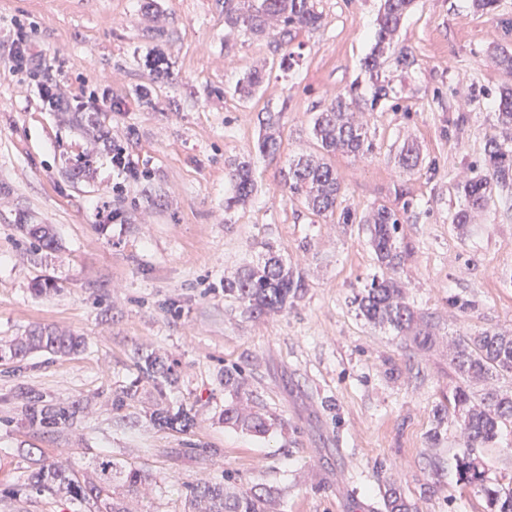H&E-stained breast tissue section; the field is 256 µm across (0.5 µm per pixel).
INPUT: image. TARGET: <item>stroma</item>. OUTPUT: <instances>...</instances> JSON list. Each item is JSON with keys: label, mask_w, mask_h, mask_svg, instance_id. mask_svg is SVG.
<instances>
[{"label": "stroma", "mask_w": 512, "mask_h": 512, "mask_svg": "<svg viewBox=\"0 0 512 512\" xmlns=\"http://www.w3.org/2000/svg\"><path fill=\"white\" fill-rule=\"evenodd\" d=\"M316 3L322 26L280 46L225 30L221 0H158L149 12L143 0H0V23L37 24L36 47L71 92L96 80L111 88L121 107L101 121L140 171L113 193L104 150L91 148L73 114L47 111L25 87L0 80V344L36 325L88 340L68 357L31 354L16 373L0 363V488L18 482L37 448L51 463L88 469L109 455L141 469L149 481L126 496L128 512H184L183 484L227 475L272 488L273 512H383L380 490L390 484L417 512H486L484 498L456 479V429L436 447L428 433L434 406L457 381L449 335L512 328V211L491 203L464 234L451 223L487 139L502 134L497 99L512 72L491 57L512 50V0L484 11L473 0H415L397 32L415 63L387 59L380 75L394 93L366 114L373 153L331 159L356 212L394 205L398 185L412 199L405 233L414 252L400 278L438 325L428 348L357 316L353 290L375 271L365 234L315 216L280 185L289 157L316 149L311 117L353 82L372 91L362 62L381 0ZM155 50L168 60L158 80L144 65ZM287 53L298 62L285 71ZM254 68L266 76L245 102L234 86ZM145 84L155 107L134 95ZM268 110L283 115L273 158L256 149L257 115ZM407 143L421 155L410 174L397 163ZM235 158L251 160L257 191L228 213L224 162ZM103 202L120 223L98 222ZM27 224L52 225L55 247L39 246ZM267 243L307 288L288 310L254 319L225 296L224 277L258 261ZM44 281L52 291L35 295ZM454 295L473 309L459 312ZM142 348L174 360L169 399L193 407L190 432L149 423L145 382L138 400L113 409L115 393L137 383ZM231 366L284 430L256 436L223 425ZM31 389L87 415L35 433L22 419ZM201 446L217 456L203 459Z\"/></svg>", "instance_id": "1"}]
</instances>
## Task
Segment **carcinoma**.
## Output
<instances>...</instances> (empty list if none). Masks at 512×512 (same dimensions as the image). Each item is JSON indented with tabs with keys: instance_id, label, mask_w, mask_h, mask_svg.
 <instances>
[{
	"instance_id": "cac0c4a2",
	"label": "carcinoma",
	"mask_w": 512,
	"mask_h": 512,
	"mask_svg": "<svg viewBox=\"0 0 512 512\" xmlns=\"http://www.w3.org/2000/svg\"><path fill=\"white\" fill-rule=\"evenodd\" d=\"M414 0H383L373 35V46L364 58V71L375 88L370 108L390 97L393 88L378 81L382 59L397 54L404 67L414 59L402 50H396L395 40L400 24ZM322 14L315 0H224V25L230 29L260 37L270 30L286 38L294 30H315L321 26ZM264 74L253 71L239 83L237 93L251 96L262 84ZM359 83L336 96L325 110L312 118L311 133L321 155L298 153L281 169V182L293 199L301 201L317 216L336 217V223L347 227L358 225L368 235L379 272L372 275L355 291L352 303L357 314L366 322L384 327L398 336H410L419 347L435 342L436 325L431 317L421 312L404 295L396 274L405 265L413 247L404 233L408 223L411 202L399 188L396 199L402 204L379 205L363 215L343 205L341 183L336 169L325 161V156L336 154L365 157L374 150L368 129L358 119L362 110ZM280 112H266L261 117L262 134L257 143L258 152L271 156L280 149ZM498 120L502 129L512 131V87L500 92ZM512 137L488 139L484 149L482 173L467 180L462 191L467 206L456 211L451 223L459 230L471 223L472 214L488 207L495 191H512ZM420 152L413 144L404 146L399 154L400 167L413 171L419 164ZM232 186L231 196L224 200V209L244 205L256 190L251 162H225ZM265 254L261 261L249 265L235 275L224 278V295L237 300L246 312L262 315L281 312L300 299L306 289L302 273L289 267L274 247L263 244ZM85 348L81 336L62 333L51 327H35L6 348H0V361L21 362L34 352L55 356H70ZM451 364L458 381L446 402L433 412L435 426L431 440L441 437V427L449 415L460 421L466 440L463 448L453 456L457 482L485 499L487 512H512V483L503 484L490 476L484 450L496 444L502 425L512 422V394L496 381L512 377V332L485 329L474 334L459 335L452 340ZM138 376L130 386L112 398V407L120 410L128 401H135L139 384L146 381L155 389L158 402L150 413V422L167 430L187 432L194 425L190 410L167 401V390L175 383L173 368L160 355L137 353ZM224 390L231 401L224 405V424L255 433L265 434L275 425V419L248 406L246 377L238 367L224 369ZM80 412L76 403L63 406L52 403L39 392L26 393L24 419L37 433L49 434L73 424ZM28 474L9 489L14 495L40 497L61 495L77 510L89 512H125L117 489L136 492L147 476L140 469L119 464L110 459L97 462L99 474L94 480L82 479L73 463H45L28 451ZM188 510L186 512H267L271 492L256 485H246L236 491L226 490L222 483L198 481L185 485ZM385 512H412V505L394 488L382 494Z\"/></svg>"
}]
</instances>
